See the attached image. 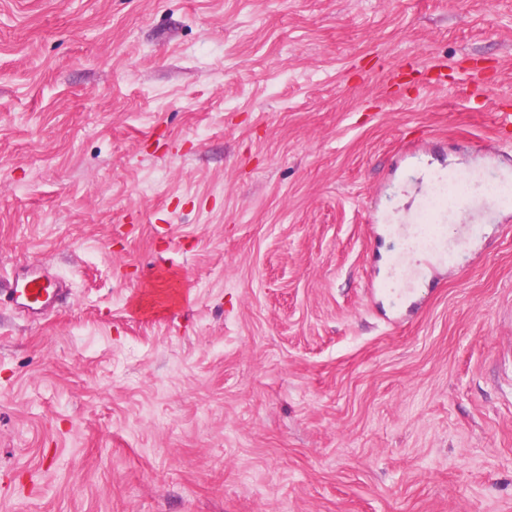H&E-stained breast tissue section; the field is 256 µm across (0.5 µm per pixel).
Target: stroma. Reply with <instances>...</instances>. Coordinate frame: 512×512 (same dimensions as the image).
<instances>
[{
    "label": "stroma",
    "instance_id": "obj_1",
    "mask_svg": "<svg viewBox=\"0 0 512 512\" xmlns=\"http://www.w3.org/2000/svg\"><path fill=\"white\" fill-rule=\"evenodd\" d=\"M499 107L512 0H0V277L70 288L0 300V512H512V203L386 230ZM6 289L13 305L35 318L43 316L69 292L62 281L31 268L16 273Z\"/></svg>",
    "mask_w": 512,
    "mask_h": 512
}]
</instances>
